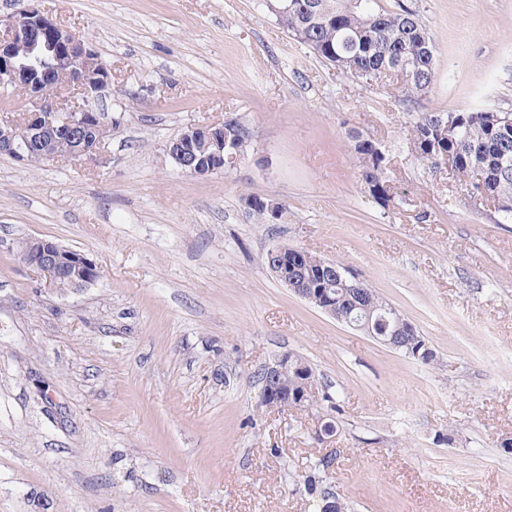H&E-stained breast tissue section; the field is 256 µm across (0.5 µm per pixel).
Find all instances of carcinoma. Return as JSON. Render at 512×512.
I'll return each instance as SVG.
<instances>
[{
	"instance_id": "carcinoma-1",
	"label": "carcinoma",
	"mask_w": 512,
	"mask_h": 512,
	"mask_svg": "<svg viewBox=\"0 0 512 512\" xmlns=\"http://www.w3.org/2000/svg\"><path fill=\"white\" fill-rule=\"evenodd\" d=\"M297 6L274 14L289 37L322 61L365 85L379 80L384 69L403 67L410 77L397 87L409 103L419 102L431 91L438 76L436 44L415 12L381 7L378 0H295ZM466 123L455 132L444 127L455 122L457 112H419L407 134L409 149L431 173L445 167L448 155L456 157L455 175L474 192L489 191L499 204H512V112L473 107L464 112ZM350 152L358 161V175L365 192L381 206L390 200L387 157L374 153V140L358 131L346 133ZM253 133L248 126L235 133L224 154L238 160L248 155ZM258 224L282 220L286 208L278 205L270 214L261 198L246 199ZM323 259L308 254L304 270L282 264L274 273L279 282L297 280L298 288H326L335 299L336 319L356 329L365 316L381 313L385 301L363 280L345 283L323 281L315 275ZM334 457L323 455L311 461L303 475L309 492L321 500L336 499L325 485Z\"/></svg>"
}]
</instances>
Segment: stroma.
<instances>
[{"instance_id": "1", "label": "stroma", "mask_w": 512, "mask_h": 512, "mask_svg": "<svg viewBox=\"0 0 512 512\" xmlns=\"http://www.w3.org/2000/svg\"><path fill=\"white\" fill-rule=\"evenodd\" d=\"M379 2L435 40L419 105L316 58L260 0H39L111 70L96 106L120 127L76 164L0 156V512H320L302 475L333 448L348 512H512V223L406 146L417 110L512 112V0ZM228 113L254 135L235 168L200 178L164 153ZM351 129L390 158L387 206ZM250 196L282 223H255ZM29 237L98 279L47 288L18 258ZM278 243L349 266L436 362L296 296L264 264ZM288 353L338 413L262 406L258 373Z\"/></svg>"}]
</instances>
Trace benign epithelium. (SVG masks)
<instances>
[{"label":"benign epithelium","mask_w":512,"mask_h":512,"mask_svg":"<svg viewBox=\"0 0 512 512\" xmlns=\"http://www.w3.org/2000/svg\"><path fill=\"white\" fill-rule=\"evenodd\" d=\"M112 83L111 72L98 60L88 42L56 23L35 6L0 22V84L25 91V107L20 120L0 121V155L27 161L33 151L47 160L61 159L58 146L71 149L72 160L100 154L104 138L111 135L118 120L107 121L92 106ZM240 125V117L227 115L224 122L190 126L164 144L165 153L178 167L191 175L205 177L224 166V128ZM212 140L218 150L209 165L197 160L195 142ZM27 253V266L45 279L47 287L57 289L67 281L83 288L97 277L96 264L80 251L67 250L43 238H27L21 242ZM299 297L332 314L334 299L324 288H301ZM406 353L417 360L432 357L428 345L418 336L406 342ZM310 372L297 363L296 356L285 354L264 368L262 398L267 407L277 410L302 408L310 400L311 379H306L294 394L279 389L278 382L288 371Z\"/></svg>","instance_id":"7a95c632"}]
</instances>
